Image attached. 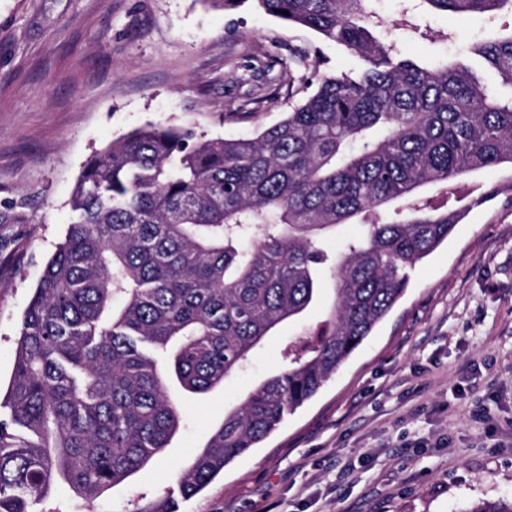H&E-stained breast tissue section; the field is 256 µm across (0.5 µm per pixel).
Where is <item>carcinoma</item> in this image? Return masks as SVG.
Masks as SVG:
<instances>
[{
	"label": "carcinoma",
	"instance_id": "carcinoma-1",
	"mask_svg": "<svg viewBox=\"0 0 512 512\" xmlns=\"http://www.w3.org/2000/svg\"><path fill=\"white\" fill-rule=\"evenodd\" d=\"M355 56L322 74L252 139L138 129L84 165L72 221L24 312L0 408V512H32L57 482L94 498L146 469L178 432L170 388L206 394L282 322L317 299L329 233L336 253L324 320L292 337L283 370L224 421L177 480L191 498L311 399L403 295L407 269L453 233L468 172L512 165V93L459 60L418 63L375 0H254ZM438 12L512 13V0H425ZM512 90V31L479 41ZM442 185L438 205L420 196ZM134 512H174L158 497ZM460 512H512V499Z\"/></svg>",
	"mask_w": 512,
	"mask_h": 512
}]
</instances>
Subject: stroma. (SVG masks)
I'll use <instances>...</instances> for the list:
<instances>
[{"mask_svg": "<svg viewBox=\"0 0 512 512\" xmlns=\"http://www.w3.org/2000/svg\"><path fill=\"white\" fill-rule=\"evenodd\" d=\"M389 37L422 62L512 27V15L429 11L375 0ZM321 71L355 66L342 46L252 4L216 0H0V382L21 318L62 242L86 161L148 126L250 138ZM287 60L257 75L247 65ZM403 297L318 394L185 499L176 474L225 410L283 368L282 349L322 321L334 286L280 324L246 367L205 395L173 390L182 423L147 469L98 498L55 485L34 512H134L171 495L176 512H461L512 497V195L473 207L409 270Z\"/></svg>", "mask_w": 512, "mask_h": 512, "instance_id": "1", "label": "stroma"}]
</instances>
